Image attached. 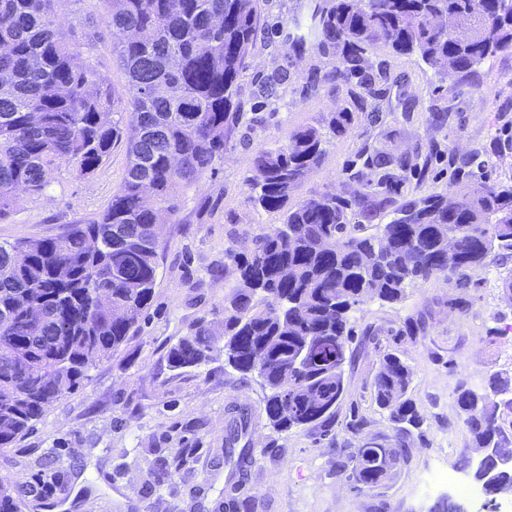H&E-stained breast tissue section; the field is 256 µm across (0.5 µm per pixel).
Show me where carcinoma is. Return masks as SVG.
Listing matches in <instances>:
<instances>
[{
	"mask_svg": "<svg viewBox=\"0 0 512 512\" xmlns=\"http://www.w3.org/2000/svg\"><path fill=\"white\" fill-rule=\"evenodd\" d=\"M64 0H0V219L19 196L41 194L63 166L93 173L126 134L128 165L108 208L62 235L0 244V447L12 445L44 408L78 391L90 369L112 356L150 305L162 225L181 190L224 159V143L241 109L242 61L253 43L259 0H106L112 53L128 75L125 102L102 91L94 64L77 63L82 43L56 28ZM292 48L332 52L326 81L373 80L364 55L377 43L416 53L438 73L463 77L490 58L512 52V0H331L293 19ZM127 113L122 128L114 115ZM323 155V133L300 128L255 159L252 200L283 211L285 238L263 236L249 255L234 257L236 280L224 318L199 323L167 353L173 368L224 354L266 390L264 412L276 430L329 427L344 390L343 364L351 313L368 300L403 299L407 285L440 275L466 287L471 274L512 255V185L457 178L459 201L429 195L410 201L376 234H356L350 217L368 221L392 203L413 167L406 155L357 157L377 180L350 199L336 194L292 206L290 195ZM455 242L457 261L441 260ZM112 309L92 308L97 291ZM45 312L25 317L27 299ZM411 369L395 353L382 356L373 399L387 412L394 443L366 442L355 455L356 481L376 488L396 463L420 415L409 396ZM476 448L497 446L500 421L512 414V376L488 386L457 388ZM13 483L0 478V512H16Z\"/></svg>",
	"mask_w": 512,
	"mask_h": 512,
	"instance_id": "carcinoma-1",
	"label": "carcinoma"
}]
</instances>
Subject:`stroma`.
I'll list each match as a JSON object with an SVG mask.
<instances>
[{"label": "stroma", "mask_w": 512, "mask_h": 512, "mask_svg": "<svg viewBox=\"0 0 512 512\" xmlns=\"http://www.w3.org/2000/svg\"><path fill=\"white\" fill-rule=\"evenodd\" d=\"M313 0H263L253 47L243 60L241 118L213 172L182 191L162 230L151 306L112 355L92 368L77 393L47 406L32 429L0 448V476L15 483L17 512H428L453 488L438 489V473L463 475L474 454L456 405V388L485 387L490 375L512 374V295L502 283L512 259L475 271L468 287L446 276L410 285L402 301H367L353 311L354 339L344 364L345 391L329 433L273 429L260 379L242 380L216 354L174 369L167 351L201 322L222 319L235 280L234 255L251 252L257 237L276 232L277 211L254 207L255 158L290 134L348 112L345 132L326 137L320 163L295 189L297 200L364 191L371 152L405 154L396 204L444 195L454 160L475 157L474 174L512 185V53L495 56L468 77L441 75L417 54L376 44L364 67L382 72L376 96L359 108L355 83L326 81L332 53L293 50L285 33ZM103 0H69L58 14L64 39L79 38L103 84L126 95V76L112 62V36ZM435 112L450 113L444 126ZM125 140L87 177L64 167L42 195L22 196L0 221V242L51 237L103 212L127 169ZM377 340H368V332ZM412 369L411 394L422 419L408 449L381 487L356 488L351 459L366 441H391L385 411L371 384L385 350ZM249 425L245 461L226 456L225 437L238 413ZM364 421L359 431L347 424ZM172 476L158 482L161 464Z\"/></svg>", "instance_id": "35a3bbf8"}]
</instances>
